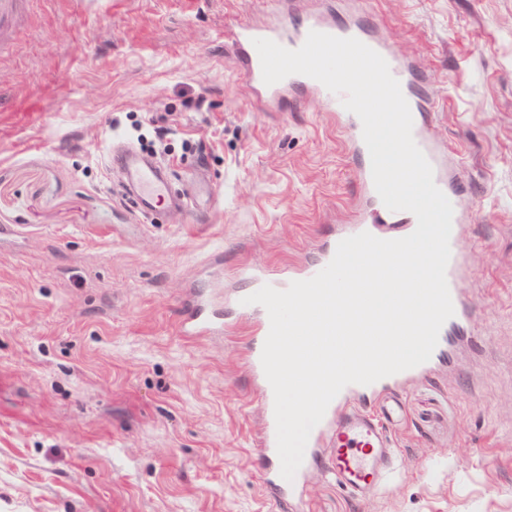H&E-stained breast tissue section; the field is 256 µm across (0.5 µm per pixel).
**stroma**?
<instances>
[{"mask_svg":"<svg viewBox=\"0 0 512 512\" xmlns=\"http://www.w3.org/2000/svg\"><path fill=\"white\" fill-rule=\"evenodd\" d=\"M412 62L473 216L468 318L406 382L389 484L323 470L305 512H512V0H290ZM273 0H30L0 56V512H281L265 495L241 267L316 257L361 203L320 101L273 112L235 54ZM169 165L185 212L132 204L114 146ZM224 333L182 335L199 295Z\"/></svg>","mask_w":512,"mask_h":512,"instance_id":"1","label":"stroma"}]
</instances>
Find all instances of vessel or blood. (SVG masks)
Masks as SVG:
<instances>
[{
    "label": "vessel or blood",
    "mask_w": 512,
    "mask_h": 512,
    "mask_svg": "<svg viewBox=\"0 0 512 512\" xmlns=\"http://www.w3.org/2000/svg\"><path fill=\"white\" fill-rule=\"evenodd\" d=\"M319 31L333 36L354 37L378 52L388 63L392 75L399 81L413 117V137L430 162L436 185L453 206V226L464 221V211L457 188L448 177L444 154L427 133L428 109L425 97L417 89V78L408 64L391 53L384 38L370 35L363 27L338 25L327 21L320 14L310 13L301 19L293 32H285L283 24L258 27L245 25L239 28L236 45L243 61V76L251 89L270 107L282 105L292 91L309 94L321 101L324 111L347 117L350 126L351 149L361 160L360 181L364 203L355 209L346 230L347 235L361 232L378 234V217L403 220L405 233H412L417 225L413 214L399 216L389 211L378 196L372 177L369 151L362 137V123L355 114L347 113L339 96L331 93L319 81L304 76L291 75L274 85H266L262 78L261 63L253 45L254 39L265 38L281 46L295 50L305 42L310 31ZM124 168L126 178L135 193L137 208L153 211L169 207L172 199L168 192L167 171L153 160L135 152L124 153L117 158ZM338 238L325 240L318 257L287 279L271 280L265 270L252 268L250 277L257 285H273L283 290L293 281L307 280L319 273L332 260ZM463 256L452 250L446 270V279L454 306V315L442 326L439 346H446L451 334L466 318L465 303L457 287L462 270ZM239 310L251 322V372L263 394L262 408L265 415L262 435L263 484L267 495L279 505L288 506L296 512L302 501L305 479L314 468H322L337 484L352 494H360L372 485H384L393 471L394 450L389 443L387 426L400 424L405 416L402 401L394 394L395 388L413 377V370H405L380 379L370 385L350 384L329 404L322 421L312 430L303 462L293 480H285L280 474V460L276 447V423L274 416V394L262 364L261 353L270 329L266 309L258 304L240 305ZM182 330L189 335H220L224 332V318L214 306L206 301L197 302L182 321Z\"/></svg>",
    "instance_id": "vessel-or-blood-1"
}]
</instances>
